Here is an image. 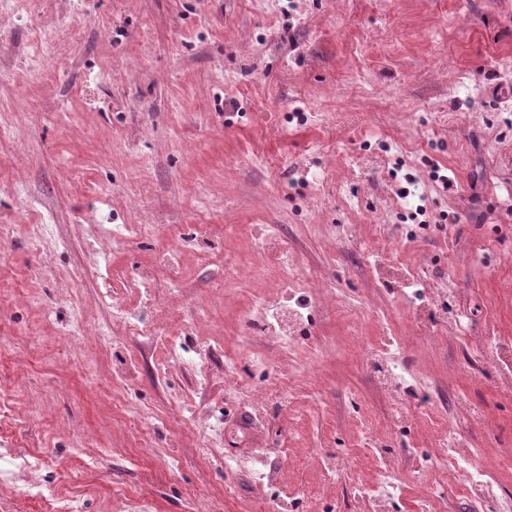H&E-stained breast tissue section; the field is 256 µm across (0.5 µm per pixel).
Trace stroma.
<instances>
[{"label": "stroma", "mask_w": 512, "mask_h": 512, "mask_svg": "<svg viewBox=\"0 0 512 512\" xmlns=\"http://www.w3.org/2000/svg\"><path fill=\"white\" fill-rule=\"evenodd\" d=\"M116 224L140 230L98 251ZM163 254L178 265L143 307L127 271ZM288 269L311 309L284 345L259 330ZM116 299L151 334L114 322ZM503 344L512 0H29L0 16V452L42 472L0 512H252L271 493L260 453L317 512H367L358 488L381 478L399 512H422L424 480L436 512H512V390L488 360ZM276 371L287 392L251 400ZM197 412L224 428L209 455ZM445 445L471 454L450 463ZM339 453L360 466L327 478ZM482 466L475 500L464 474Z\"/></svg>", "instance_id": "stroma-1"}]
</instances>
